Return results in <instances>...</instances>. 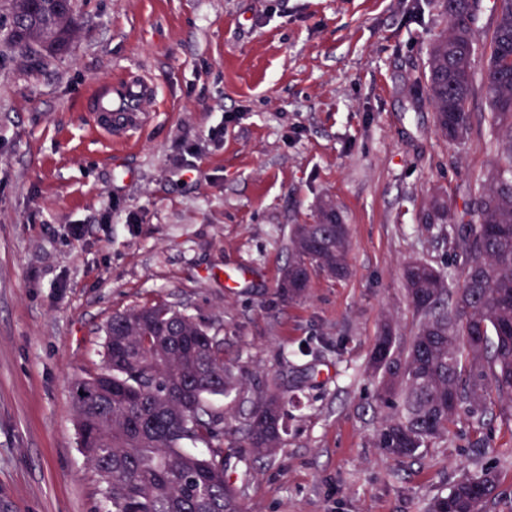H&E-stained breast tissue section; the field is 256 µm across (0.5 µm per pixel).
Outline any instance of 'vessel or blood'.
I'll list each match as a JSON object with an SVG mask.
<instances>
[{"instance_id": "obj_1", "label": "vessel or blood", "mask_w": 512, "mask_h": 512, "mask_svg": "<svg viewBox=\"0 0 512 512\" xmlns=\"http://www.w3.org/2000/svg\"><path fill=\"white\" fill-rule=\"evenodd\" d=\"M86 106L96 133L107 138L126 136L151 118L155 87L146 78L118 77L91 90Z\"/></svg>"}]
</instances>
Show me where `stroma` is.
Listing matches in <instances>:
<instances>
[{"label": "stroma", "mask_w": 512, "mask_h": 512, "mask_svg": "<svg viewBox=\"0 0 512 512\" xmlns=\"http://www.w3.org/2000/svg\"><path fill=\"white\" fill-rule=\"evenodd\" d=\"M76 2L64 56L0 39V512H107L71 382L101 365L113 314L159 302L247 362L251 391L274 373L295 388L285 447L241 488L250 512H423L485 433L493 512H512V416L400 460L376 446L368 368L384 323L416 329L406 262L462 284L464 254L422 215L435 193L470 202L498 160L483 88L497 0L475 14L460 142L416 91L448 27L441 0ZM125 75L153 79L159 112L110 145L83 101ZM323 199L348 226L350 275L282 301L289 227Z\"/></svg>", "instance_id": "obj_1"}]
</instances>
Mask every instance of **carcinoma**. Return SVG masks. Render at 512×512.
I'll use <instances>...</instances> for the list:
<instances>
[{
	"label": "carcinoma",
	"instance_id": "obj_1",
	"mask_svg": "<svg viewBox=\"0 0 512 512\" xmlns=\"http://www.w3.org/2000/svg\"><path fill=\"white\" fill-rule=\"evenodd\" d=\"M484 86L503 165L453 210L434 195L426 223L453 222L454 244L468 255L463 284L423 260L403 267L406 298L418 319L402 346L390 324L373 345L369 368L377 403L392 410L378 447L397 459L448 438L461 420L485 426L494 409L512 413V0H498ZM5 39L30 58L70 50L75 0H6ZM448 29L429 50L421 92L438 129L454 142L467 132L477 46L473 0H442ZM348 227L324 200L313 224L289 229L288 263L276 284L284 300L306 295L312 278L349 275ZM101 368L72 383L81 453L95 469L111 512H247L228 476L224 414L211 396L246 391L247 371L224 360V344L185 310L168 303L112 315L104 326ZM291 400L267 379L240 427L244 449L261 458L283 447ZM497 472L483 465L433 496L425 512H490Z\"/></svg>",
	"mask_w": 512,
	"mask_h": 512
}]
</instances>
